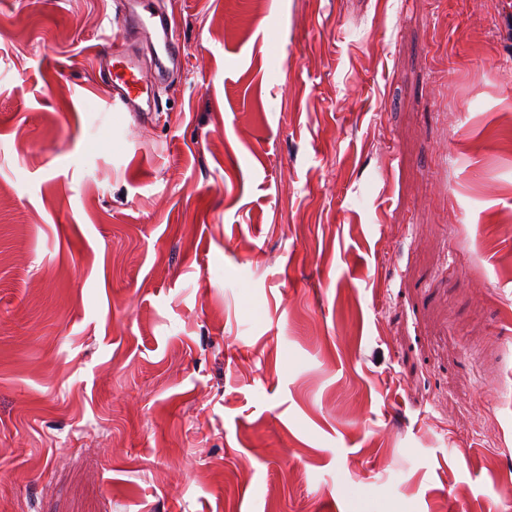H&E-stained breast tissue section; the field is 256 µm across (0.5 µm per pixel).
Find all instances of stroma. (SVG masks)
Here are the masks:
<instances>
[{
  "instance_id": "1",
  "label": "stroma",
  "mask_w": 512,
  "mask_h": 512,
  "mask_svg": "<svg viewBox=\"0 0 512 512\" xmlns=\"http://www.w3.org/2000/svg\"><path fill=\"white\" fill-rule=\"evenodd\" d=\"M0 0V512H512L503 0ZM147 12L148 16L146 17L136 12V25L150 36L153 35L154 42H152V45L158 64L166 68L165 62H169L173 67H177L180 64V59L172 51V42L177 32L176 18L157 13L153 8L147 10ZM118 37L112 36V45L98 48L112 62V95L108 107L112 112H129L133 116L144 112L142 102L150 99L152 88L140 82V67L137 60L123 52L116 51Z\"/></svg>"
}]
</instances>
